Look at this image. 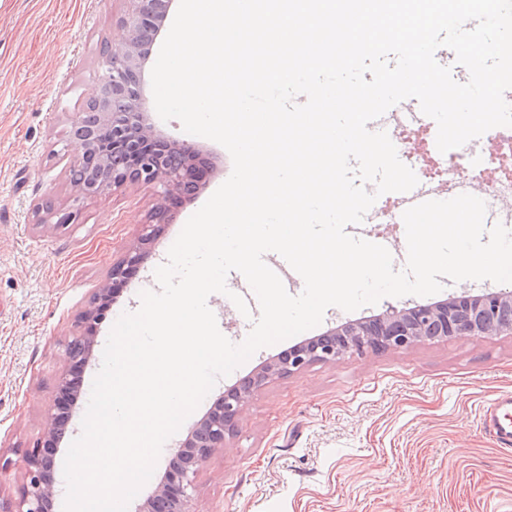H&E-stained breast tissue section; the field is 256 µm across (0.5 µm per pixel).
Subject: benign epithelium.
Wrapping results in <instances>:
<instances>
[{
	"mask_svg": "<svg viewBox=\"0 0 512 512\" xmlns=\"http://www.w3.org/2000/svg\"><path fill=\"white\" fill-rule=\"evenodd\" d=\"M122 2L124 13L119 25L124 38L115 48L110 44L102 48L95 92L86 101L96 106L95 122L106 137L91 139L86 130V112L82 110L73 113L68 131V137L82 147L81 154L69 161L68 169L80 167L94 149L102 159L101 171L88 181L70 183V187L75 203L130 186L147 185L155 192L137 244L124 251L106 279L94 289L88 307L76 320V333L65 346L68 367L58 377L54 393L69 401L77 397L78 374L92 354L101 303L109 299L111 288L121 285L129 272L148 259L161 225L171 221L167 202L197 189L201 167L198 149L188 144L176 146L154 129L141 86L149 47L161 32L173 0ZM35 208L59 224H71L80 217L77 207L56 210L39 202ZM499 335H512V291L392 308L374 319L349 321L311 339L260 367L215 402L176 451L171 466L139 512H190L191 492L200 467L224 448L226 437L237 431L249 398L274 379L288 377L313 363H334L347 354L397 351L449 338ZM51 418L37 447L26 454V483L19 498L0 500V512H54V462L49 453L66 436L68 417L55 408Z\"/></svg>",
	"mask_w": 512,
	"mask_h": 512,
	"instance_id": "7a95c632",
	"label": "benign epithelium"
}]
</instances>
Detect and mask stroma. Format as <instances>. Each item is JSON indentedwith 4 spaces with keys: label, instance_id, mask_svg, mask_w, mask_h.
Returning <instances> with one entry per match:
<instances>
[{
    "label": "stroma",
    "instance_id": "stroma-1",
    "mask_svg": "<svg viewBox=\"0 0 512 512\" xmlns=\"http://www.w3.org/2000/svg\"><path fill=\"white\" fill-rule=\"evenodd\" d=\"M121 0H0V499L16 500L26 481L24 455L50 422L52 391L65 368L64 349L78 314L147 220L153 190L127 187L73 203L67 162L77 155L66 132L93 92L103 43L119 44ZM150 120L165 137L202 150L206 163L192 195L174 199L144 265L135 270L98 320L92 355L81 372L66 443L54 450L63 479L68 441L81 433L93 379L109 332L139 293L157 288V266L186 221L232 173L219 143L184 132L179 120ZM78 206V223L45 222L34 204ZM395 193L371 207L357 234L387 238L393 266L404 270L399 225L381 215ZM430 296L386 297L354 311L332 306L303 337L388 308L453 296H480L499 283L444 280ZM207 304L221 333L241 343L258 318L228 296ZM300 337V338H303ZM291 337L257 350L220 378L163 446L154 474L224 392L298 344ZM512 392V335L456 338L404 350L347 355L274 380L248 401L223 451L200 469L191 512H512V449L497 447L480 427L482 405Z\"/></svg>",
    "mask_w": 512,
    "mask_h": 512
}]
</instances>
